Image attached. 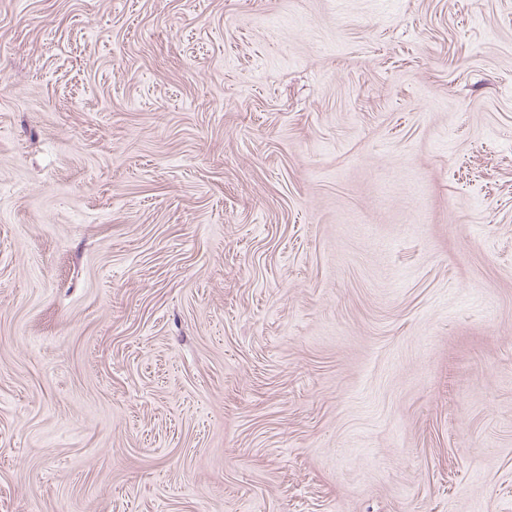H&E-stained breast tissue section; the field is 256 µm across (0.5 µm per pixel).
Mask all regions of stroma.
I'll return each instance as SVG.
<instances>
[{"instance_id": "stroma-1", "label": "stroma", "mask_w": 512, "mask_h": 512, "mask_svg": "<svg viewBox=\"0 0 512 512\" xmlns=\"http://www.w3.org/2000/svg\"><path fill=\"white\" fill-rule=\"evenodd\" d=\"M0 512H512V0H0Z\"/></svg>"}]
</instances>
